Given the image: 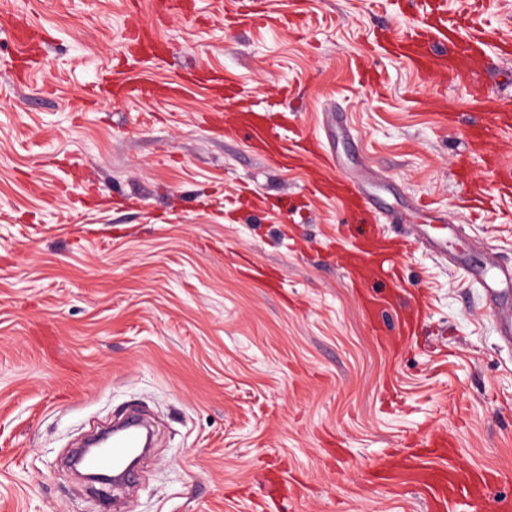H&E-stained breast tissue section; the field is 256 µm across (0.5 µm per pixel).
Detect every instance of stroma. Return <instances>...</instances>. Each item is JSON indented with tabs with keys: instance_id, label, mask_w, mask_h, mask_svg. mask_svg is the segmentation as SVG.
Returning a JSON list of instances; mask_svg holds the SVG:
<instances>
[{
	"instance_id": "35a3bbf8",
	"label": "stroma",
	"mask_w": 512,
	"mask_h": 512,
	"mask_svg": "<svg viewBox=\"0 0 512 512\" xmlns=\"http://www.w3.org/2000/svg\"><path fill=\"white\" fill-rule=\"evenodd\" d=\"M0 0L54 38L0 69V512H114L67 465L136 410L156 426L123 512H427L416 475L368 474L435 431L466 475L512 471V352L462 270L512 261V197L456 205L480 118L465 87L419 78L375 41L382 0ZM295 16L296 26H281ZM165 61L140 63L129 23ZM181 93H95L109 72ZM442 95L456 127L443 129ZM272 107L334 154L401 231L415 202L461 225L448 257L400 260L418 336L381 343L336 263L342 208L219 119ZM274 271L247 277L237 259Z\"/></svg>"
}]
</instances>
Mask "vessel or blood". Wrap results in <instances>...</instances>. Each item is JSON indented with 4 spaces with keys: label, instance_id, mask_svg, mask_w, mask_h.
<instances>
[{
    "label": "vessel or blood",
    "instance_id": "vessel-or-blood-1",
    "mask_svg": "<svg viewBox=\"0 0 512 512\" xmlns=\"http://www.w3.org/2000/svg\"><path fill=\"white\" fill-rule=\"evenodd\" d=\"M418 14L417 23L406 30L388 28L381 38L387 50L404 59L418 75H436L440 80H452L463 85L474 101H481L478 82L480 69L491 48L512 47V37L490 40L482 22L483 0H465L466 7L459 14H449L446 0H409ZM6 28L14 43L17 57L33 60L43 52L45 36L18 14H8ZM286 114L263 115L243 124L242 132L255 144L279 143V155L288 160L299 154H315L318 142L282 136L290 127ZM512 136V95L501 97L491 111L483 113L479 122L466 132L471 151L484 154L486 163L497 177L499 190L512 195V168L502 166L488 147L502 137ZM322 169L315 180L316 192L339 200L344 212L359 218L356 232L351 233L350 243L343 256L346 270L359 282L378 280L388 286L380 298L367 295L363 302L373 322L385 316H395L401 336H413L418 316L407 309V291L395 258L419 248L447 255V239L433 236L428 225H411L402 243L390 241L374 221L375 208L371 199L364 197L359 187L329 176L330 159H322ZM469 278L484 293L489 309L497 318L499 336L512 345V266L488 258L483 264L470 267ZM141 445L140 429L132 426L121 430L112 438V445L101 453L86 459L88 468L105 470L121 466L127 457L136 453ZM450 440L440 434L422 437L419 446L406 454L404 468L417 470L418 481L428 495L432 512H449L452 504L461 502L471 512H512V496L495 494L497 485L512 481V474L502 471L478 470L459 476L452 465L419 469L422 458L434 456L436 449L450 447Z\"/></svg>",
    "mask_w": 512,
    "mask_h": 512
}]
</instances>
